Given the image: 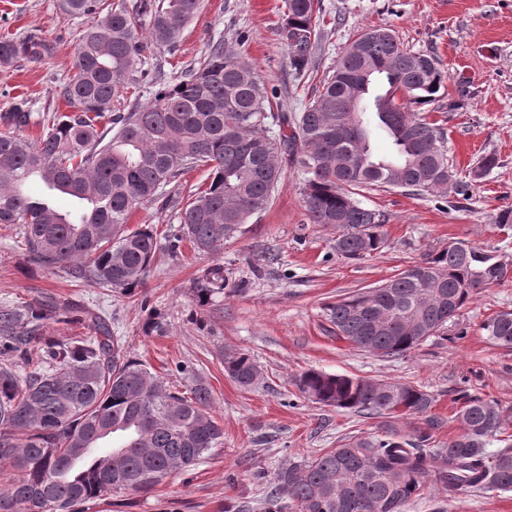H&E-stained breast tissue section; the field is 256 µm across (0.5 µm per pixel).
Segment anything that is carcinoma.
I'll list each match as a JSON object with an SVG mask.
<instances>
[{
	"instance_id": "1",
	"label": "carcinoma",
	"mask_w": 512,
	"mask_h": 512,
	"mask_svg": "<svg viewBox=\"0 0 512 512\" xmlns=\"http://www.w3.org/2000/svg\"><path fill=\"white\" fill-rule=\"evenodd\" d=\"M281 33L296 76L313 71L322 37L320 0H285ZM65 14L88 20L77 44L74 73L63 89L73 111L36 121L27 101L0 114V226L20 228L29 261L66 268L102 288L130 293L147 277L158 240L152 227H128L130 214L150 203L178 175L208 170L209 182L179 210L182 238L201 252H218L249 217L267 208L281 177L279 155L297 151L309 174L303 193L312 224L336 229V253L363 259L384 248V216L357 198L363 189L402 183L410 195L448 189L443 132L422 108L438 101L445 74L434 56L412 52L385 27L369 28L348 44L312 103L293 117L273 112L265 80L240 53L219 41L199 65L157 83L145 104L121 101L148 46L173 49L201 0H61ZM53 41L38 33L0 39V65L53 57ZM375 129L391 143L371 149ZM43 191L32 195L30 181ZM78 204L79 220L55 203ZM457 253L431 251L421 264L431 276L401 271L386 285L355 292L329 306L336 335L381 357L423 343L414 325L431 310H460L478 288L498 285L507 269L463 242ZM224 266L203 270L195 293L205 306L224 291ZM388 312V323L375 317ZM43 305L0 311V332L30 366L20 376L0 366V464L10 468L0 512H82L106 493H146L168 476L197 464L220 446L224 429L210 411L201 380L172 391L131 359L112 327L91 321L92 339L55 343L38 335ZM496 345L512 348V312L483 324ZM239 386H252L257 365L246 353L224 360ZM298 390L325 406L361 417L428 414L434 399L407 383L304 372ZM462 431L446 448H426L432 435L404 438L384 431L350 438L335 448L276 472L266 512H404L427 484L446 492L512 491V453L490 456L487 438L503 427L498 404L465 397ZM106 445L101 458L91 444ZM114 459L107 465L108 459Z\"/></svg>"
}]
</instances>
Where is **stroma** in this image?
<instances>
[{
    "instance_id": "35a3bbf8",
    "label": "stroma",
    "mask_w": 512,
    "mask_h": 512,
    "mask_svg": "<svg viewBox=\"0 0 512 512\" xmlns=\"http://www.w3.org/2000/svg\"><path fill=\"white\" fill-rule=\"evenodd\" d=\"M323 32L314 73L296 79L279 26L284 0H202L175 51L149 47L139 100L151 96L152 75L174 77L197 62L209 44L241 51L277 90L276 112L304 111L343 47L362 30H394L404 48L431 53L446 74L439 101L426 106L443 129L454 185L416 197L399 189L366 191L365 207L383 214L386 245L360 260L337 255L334 228L310 223L297 162L283 166L271 203L216 253L195 252L180 238L179 210L206 179L198 168L178 176L159 198L136 209L129 227L151 225L160 248L141 288L132 294L73 278L66 270L31 266L13 227L0 228V310L46 303L92 312L112 326L127 354L166 385L187 390L200 378L211 390V412L224 444L198 464L168 477L150 493L90 500L84 512H264L274 475L349 437L393 431L412 438L427 418L367 419L316 403L295 381L309 370L410 383L434 397L428 418L439 426L436 446L460 432L459 397L496 401L502 434L486 451L512 448V349L487 339L483 322L512 310V280L481 288L444 332L401 356L379 357L336 336L327 308L350 293L390 279L452 241H466L512 265V230L496 219L512 208V0H321ZM83 19L64 15L59 0H0V38L40 30L56 51L45 63L0 66V113L18 98L37 115L67 112L62 96L73 73ZM496 164L481 170L483 158ZM224 266L226 288L199 306L192 288L203 269ZM157 316L163 333L143 330ZM244 352L259 378L241 388L224 372V358ZM512 512V492L429 487L406 512Z\"/></svg>"
}]
</instances>
